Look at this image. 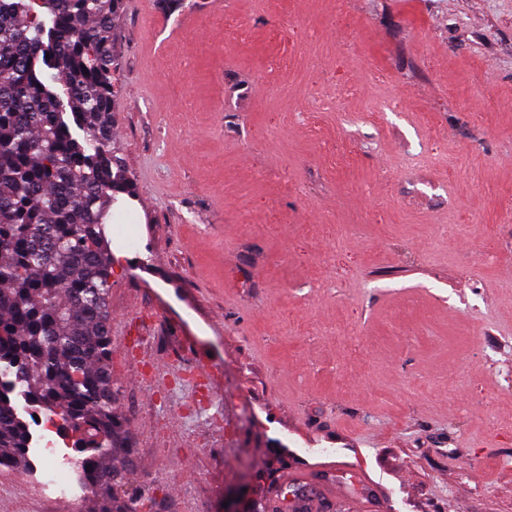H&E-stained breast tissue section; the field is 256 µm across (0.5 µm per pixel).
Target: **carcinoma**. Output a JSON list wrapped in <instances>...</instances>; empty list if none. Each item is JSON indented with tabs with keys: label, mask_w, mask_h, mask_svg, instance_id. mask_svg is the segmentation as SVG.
<instances>
[{
	"label": "carcinoma",
	"mask_w": 512,
	"mask_h": 512,
	"mask_svg": "<svg viewBox=\"0 0 512 512\" xmlns=\"http://www.w3.org/2000/svg\"><path fill=\"white\" fill-rule=\"evenodd\" d=\"M122 6L0 0V470L29 467L28 418L59 416L96 512L143 505L117 494L114 461L130 448L114 408L102 231L131 185L112 145Z\"/></svg>",
	"instance_id": "1"
}]
</instances>
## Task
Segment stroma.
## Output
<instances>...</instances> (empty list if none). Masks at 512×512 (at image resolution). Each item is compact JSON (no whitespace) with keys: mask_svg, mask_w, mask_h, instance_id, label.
Wrapping results in <instances>:
<instances>
[{"mask_svg":"<svg viewBox=\"0 0 512 512\" xmlns=\"http://www.w3.org/2000/svg\"><path fill=\"white\" fill-rule=\"evenodd\" d=\"M116 50L112 388L154 512L326 465L380 493L335 512H512V0H124ZM147 362L206 363L211 409ZM93 507L0 471V512Z\"/></svg>","mask_w":512,"mask_h":512,"instance_id":"stroma-1","label":"stroma"}]
</instances>
